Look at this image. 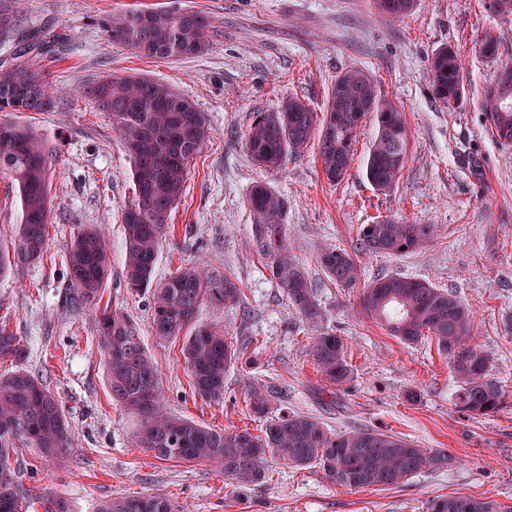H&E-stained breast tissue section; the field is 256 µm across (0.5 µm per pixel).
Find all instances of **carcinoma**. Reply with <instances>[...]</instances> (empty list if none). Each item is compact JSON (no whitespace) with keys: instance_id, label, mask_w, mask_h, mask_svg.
<instances>
[{"instance_id":"cac0c4a2","label":"carcinoma","mask_w":512,"mask_h":512,"mask_svg":"<svg viewBox=\"0 0 512 512\" xmlns=\"http://www.w3.org/2000/svg\"><path fill=\"white\" fill-rule=\"evenodd\" d=\"M414 4L415 0H377V7L394 17L405 15ZM210 26L208 17L199 12L166 8L132 9L104 19L113 43L160 59L203 52ZM429 74L432 93L442 103L457 104L465 97V71L454 48L443 47L430 57ZM84 95L108 114L132 162L137 200L122 215L127 291L153 290L155 336L183 338L180 352L195 392L221 401L225 379L239 354L223 331L198 323L197 316L207 302L239 303L242 289L223 271L201 263L181 265L167 279H155L166 221L184 194L191 161L210 137L207 118L186 96L141 77H106ZM52 104L49 86L38 72L25 64L0 63V112H45ZM482 107L493 118L488 125L493 137L511 144L512 88L499 92L487 86ZM369 117L374 118L377 134L365 176L385 194L399 182L406 162L405 122L402 113L378 94L374 80L359 70L336 76L319 114L294 97L275 112L257 113L247 133L246 152L253 164L274 170L315 139L327 180L340 184L350 169L357 133ZM2 124L8 136L0 135V176L18 184L23 216L11 246L0 245V276L16 262L44 258L54 161L53 150L30 127L1 119ZM248 205L257 216L255 253L264 259L292 307L309 323L322 325L325 314L313 284L288 245V199L258 183L249 193ZM433 233L429 224L383 218L360 226L353 250L326 249L317 255L318 263L331 282L353 288L360 278L359 255L406 253L428 243ZM61 265L70 303L97 308L96 331L105 352L112 401L144 417L136 447L161 460L212 462L230 484L247 486L264 479V462L272 457L300 468L317 467L349 489H385L426 467L450 469L458 463L444 451L418 448L380 430L332 434L317 418L295 412L278 417L260 434L247 428L215 431L173 417L165 410L158 367L136 324L109 305L98 310L111 267L100 225L86 227L65 245ZM361 306L404 342L435 341L459 380L460 410L472 417H490L512 405V395L492 374L491 355L470 343L471 310L452 292L428 281L386 275L364 286ZM312 340L314 362L327 383L336 387L347 383L353 371L343 339L321 330ZM23 354L20 338L0 323V358L18 361ZM18 441L52 460L65 461L71 455L69 426L59 401L39 378L23 369L0 374V512L24 509L13 478ZM99 512H175V506L160 494L122 496L106 501ZM433 512H512V506L465 495L437 501Z\"/></svg>"}]
</instances>
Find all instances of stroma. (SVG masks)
I'll return each mask as SVG.
<instances>
[{
  "label": "stroma",
  "instance_id": "35a3bbf8",
  "mask_svg": "<svg viewBox=\"0 0 512 512\" xmlns=\"http://www.w3.org/2000/svg\"><path fill=\"white\" fill-rule=\"evenodd\" d=\"M147 7L207 14L206 50L170 60L112 44L103 18ZM0 8L15 14V35L39 27L69 39L61 54L21 58L52 87L51 110L5 115L47 141L56 162L46 257L0 277V319L25 348L19 362H0V374L19 367L42 381L66 414L72 448L63 464L17 448L20 490L35 500L64 499L71 512L152 493L165 494L177 512H431L434 500L451 495L512 505V407L487 418L461 412L457 377L435 342H401L359 314V289L336 286L317 263L322 248L352 249L360 225L379 216L434 225L433 240L414 251L360 255L362 279L419 278L455 293L473 311V344L494 356L493 372L512 392V332L505 327L512 316V144L494 140L481 106L497 70L512 64V14L492 12L488 0H416L396 19L375 0H0ZM488 34L498 42L492 59L473 51ZM444 46L457 49L465 65L466 96L455 106L431 90L428 60ZM349 69L367 73L405 118L408 157L391 192L378 193L363 174L376 130L371 122L358 134L341 184L326 180L311 147L277 172L252 164L245 141L256 113L275 111L290 96L321 111L336 75ZM112 75L164 82L194 100L210 122V138L168 219L156 277L203 262L223 268L242 289L241 304L207 305L199 314L240 351L223 401L193 391L181 340L158 339L149 327L150 294L127 291L122 214L136 199L131 161L107 115L82 95ZM259 181L287 198L288 241L313 282L324 329L347 346L354 373L335 391L314 363V327L254 253L256 218L247 198ZM89 224L101 225L111 251L103 299L138 324L171 414L218 431L254 432L285 408L315 416L333 432L372 428L451 453L457 466L422 470L393 488L349 490L318 468L271 459L261 484L236 491L215 464L165 461L135 447L142 420L112 401L95 311L65 298L59 259ZM255 387L270 394L259 417L249 405Z\"/></svg>",
  "mask_w": 512,
  "mask_h": 512
}]
</instances>
